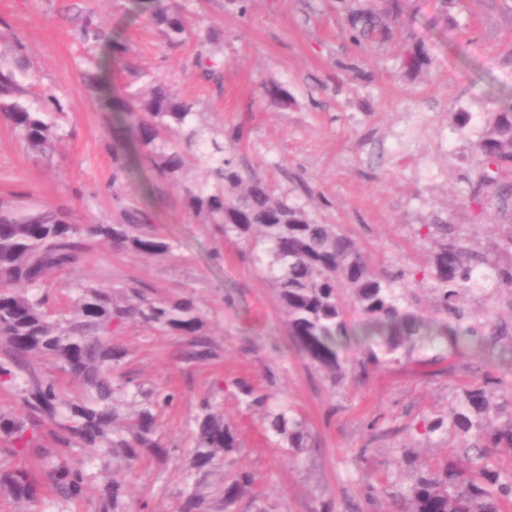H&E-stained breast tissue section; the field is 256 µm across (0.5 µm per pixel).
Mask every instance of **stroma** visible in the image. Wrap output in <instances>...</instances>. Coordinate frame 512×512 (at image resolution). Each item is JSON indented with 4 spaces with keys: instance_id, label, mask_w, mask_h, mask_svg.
Wrapping results in <instances>:
<instances>
[{
    "instance_id": "stroma-1",
    "label": "stroma",
    "mask_w": 512,
    "mask_h": 512,
    "mask_svg": "<svg viewBox=\"0 0 512 512\" xmlns=\"http://www.w3.org/2000/svg\"><path fill=\"white\" fill-rule=\"evenodd\" d=\"M176 2L188 9L193 30L178 45L151 22L150 0H0V64L11 65L12 40L20 38L36 78L29 100L47 91L62 105L51 117L60 137L41 156L0 120V201L27 211L63 207L76 224H116L134 208L168 245L159 258L87 238L85 267L43 279L52 315L66 312L80 281L135 282L151 300L191 298L204 322L199 335L215 352L189 362L187 336L137 322L122 328L115 338L128 352L121 373L147 389L176 390L178 398L162 419L173 450L168 463L147 459L116 477L152 512H178L193 419L211 396L240 446L207 490L225 472L245 468L272 512H316L329 497L336 512H348L370 488L377 500L368 512H396L417 476L404 461L407 449L435 469L459 459L473 433L425 426L503 369L443 341L367 378L349 373L331 384L293 348L271 283L246 248L195 217L181 185L158 180L146 162L114 181L113 150L132 131L110 103L139 87V73L160 76L172 94L195 101L206 127L243 126L244 141L225 146L226 156L320 222L338 225L377 269L429 266L439 238L425 227L440 220L474 233L472 247L487 259L479 271L488 276L493 266L512 264L501 246L512 205L497 188L473 192L484 176L477 145L495 113L512 106V0H448L444 7L438 0ZM371 7L391 11L394 36L356 44L347 18ZM417 42L429 61L409 71L401 56ZM266 81L284 87L287 106L264 97ZM465 308L474 324L512 323V297L488 279ZM240 379L297 408L315 448L295 459L273 447L260 412L231 388ZM100 493L94 483L85 500L64 504L47 492L28 506L0 487V512H94Z\"/></svg>"
}]
</instances>
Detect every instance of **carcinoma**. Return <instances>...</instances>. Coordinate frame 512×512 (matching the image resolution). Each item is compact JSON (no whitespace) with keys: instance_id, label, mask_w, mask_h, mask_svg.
Segmentation results:
<instances>
[{"instance_id":"cac0c4a2","label":"carcinoma","mask_w":512,"mask_h":512,"mask_svg":"<svg viewBox=\"0 0 512 512\" xmlns=\"http://www.w3.org/2000/svg\"><path fill=\"white\" fill-rule=\"evenodd\" d=\"M153 21L164 27L171 43L190 35L181 8L155 0ZM352 38L359 42L391 35L387 17L376 10L354 12L348 17ZM27 73L22 60L15 68L0 67V116L20 135L28 151L42 155L58 137L47 110H62L55 96L41 99V107L24 100L18 76ZM112 111L131 124L134 154L153 162L159 174L181 181L188 154L205 166L201 183L184 186L185 205L207 224H216L224 240L244 243L255 254L273 285L286 315L288 335L296 350L314 368L334 380L345 377L343 346L354 339L360 358V377L376 367L397 363L420 346L445 338L455 346L490 354L497 337L508 326L486 322L479 330L463 324L460 306L476 281L475 270L485 260L455 234L448 224L433 225L442 238L431 258V288L443 311L454 323L417 315L407 302L412 272L375 270L355 241L334 224L318 222L303 206L278 194L256 174L224 157V140H244L243 127L231 125L224 138L210 135L200 122L195 104L172 96L156 77L112 101ZM478 160L487 167L512 165V107L496 118L478 144ZM148 216L128 210L120 224H75L65 209L22 212L0 207V342L9 350L0 361V387L16 385L17 370H25L21 392L26 407L22 418L0 415V432L9 438L13 455H36L46 466L49 486L68 502L84 498L91 475L80 461L66 456L71 448H84L103 459L97 471L103 497L97 512H149L146 500L133 501L128 490L111 480L109 465L131 469L143 457L166 461L172 449L162 442L160 422L175 395L145 390L134 379L114 378L126 352L112 342L128 321L194 337L189 360L214 356L209 343L195 338L203 320L187 297L155 301L134 286L120 292L110 286L87 283L78 288L68 313L49 318L48 294L42 291L49 270L73 269L84 264V236L99 237L120 251L163 256L167 244L149 230ZM361 315L363 327L352 332L351 312ZM49 356L63 372L83 387V396L68 400L57 382L37 371L28 358ZM246 407L262 411L266 430L276 447L295 456L308 447L310 433L305 418L290 405L272 406L269 397L250 383H235ZM483 389L465 393L450 420L428 425V430L467 432L475 440L463 454L482 459L492 448H512V422L497 425ZM49 439L54 447L45 448ZM188 450V476L181 491V512H236L250 498L255 512H269L254 492L255 475L238 470L224 478L215 495L202 490L207 477L219 469L224 457L239 448L235 428L224 419L218 403L200 402ZM18 501L36 503L44 486L22 469L0 465V486ZM512 498V478L468 471L453 461L440 471L420 476L402 496L401 512H503V500Z\"/></svg>"}]
</instances>
